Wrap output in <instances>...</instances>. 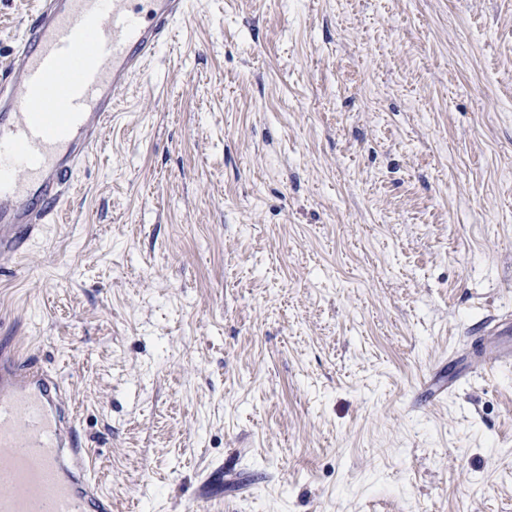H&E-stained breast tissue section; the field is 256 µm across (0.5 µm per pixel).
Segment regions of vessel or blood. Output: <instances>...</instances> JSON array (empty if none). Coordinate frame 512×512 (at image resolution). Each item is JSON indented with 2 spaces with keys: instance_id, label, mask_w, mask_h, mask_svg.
Segmentation results:
<instances>
[{
  "instance_id": "vessel-or-blood-1",
  "label": "vessel or blood",
  "mask_w": 512,
  "mask_h": 512,
  "mask_svg": "<svg viewBox=\"0 0 512 512\" xmlns=\"http://www.w3.org/2000/svg\"><path fill=\"white\" fill-rule=\"evenodd\" d=\"M187 0H38L0 83V260L60 222L72 176L112 123L122 80ZM0 512H112L61 386L0 346Z\"/></svg>"
}]
</instances>
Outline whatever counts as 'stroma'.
Instances as JSON below:
<instances>
[{
	"mask_svg": "<svg viewBox=\"0 0 512 512\" xmlns=\"http://www.w3.org/2000/svg\"><path fill=\"white\" fill-rule=\"evenodd\" d=\"M120 98L0 263L112 512H512V0H189Z\"/></svg>",
	"mask_w": 512,
	"mask_h": 512,
	"instance_id": "1",
	"label": "stroma"
}]
</instances>
